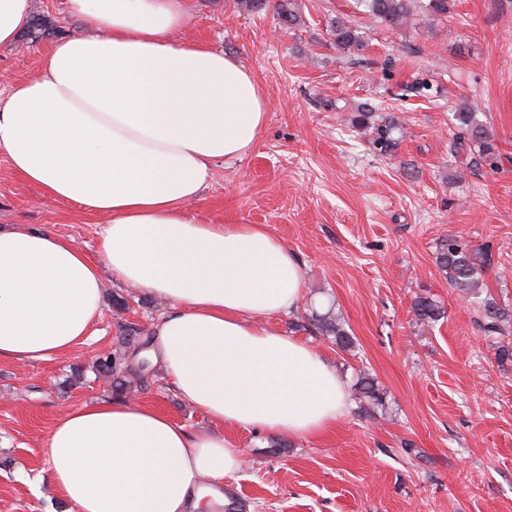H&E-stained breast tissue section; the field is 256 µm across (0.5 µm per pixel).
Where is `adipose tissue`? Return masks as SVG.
I'll return each instance as SVG.
<instances>
[{
  "label": "adipose tissue",
  "instance_id": "ef3b65f1",
  "mask_svg": "<svg viewBox=\"0 0 512 512\" xmlns=\"http://www.w3.org/2000/svg\"><path fill=\"white\" fill-rule=\"evenodd\" d=\"M84 34L0 98V153L45 195L109 215L97 256L44 230L0 228V362L49 361L95 332L112 272L170 308L150 355L220 427L193 434L146 404L72 405L47 438V482L73 512H207L242 467L233 433L313 438L347 410L335 368L264 327L295 310L303 269L258 224L192 207L216 162L244 158L267 100L240 60L184 42L183 0H68Z\"/></svg>",
  "mask_w": 512,
  "mask_h": 512
}]
</instances>
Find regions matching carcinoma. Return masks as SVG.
<instances>
[{
    "instance_id": "cac0c4a2",
    "label": "carcinoma",
    "mask_w": 512,
    "mask_h": 512,
    "mask_svg": "<svg viewBox=\"0 0 512 512\" xmlns=\"http://www.w3.org/2000/svg\"><path fill=\"white\" fill-rule=\"evenodd\" d=\"M353 8L345 12L338 10L329 22L327 33L336 50L349 56L364 51L368 34L363 31L362 17L366 16L380 26L395 31L405 26L417 15L443 18L451 13L455 0H352ZM279 24L288 29L303 23L301 4L298 0H276L274 5ZM479 109L474 101L465 98L453 106V119L458 130L454 145L453 179H463L471 165L483 163L490 170L498 169L501 162L495 139L487 126L478 118ZM352 131L382 155L392 154L403 134V119L395 112H381V108L367 102L358 105L349 119ZM491 255L484 248H475L456 235L440 240L436 251V264L444 272L448 283L457 289L474 306L477 323L487 336L505 338L512 327V312L501 307L492 297H481L480 279ZM418 323L429 326L444 315L439 302L428 296H417L411 305ZM309 323L317 332L335 345L349 352L354 337L345 329L341 318L329 310L315 314ZM142 330L134 323L121 325V340L113 350L95 357L89 368L97 379L110 382L111 388L124 394L132 384L144 382L149 366L142 364L138 354L147 346L148 340L140 339ZM359 396L372 405L383 404V393L377 382L368 374L357 381Z\"/></svg>"
}]
</instances>
